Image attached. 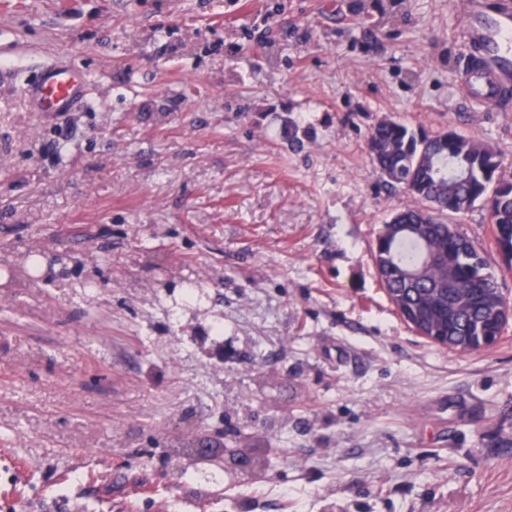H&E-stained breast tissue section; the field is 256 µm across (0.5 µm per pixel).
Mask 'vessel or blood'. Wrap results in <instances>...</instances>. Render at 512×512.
<instances>
[{"instance_id": "b4317fda", "label": "vessel or blood", "mask_w": 512, "mask_h": 512, "mask_svg": "<svg viewBox=\"0 0 512 512\" xmlns=\"http://www.w3.org/2000/svg\"><path fill=\"white\" fill-rule=\"evenodd\" d=\"M466 39L472 50L463 76L466 94L482 100L495 99L512 84V6L502 5L486 13L480 0L467 4ZM82 70L66 61L47 63L25 94L37 111L68 112L85 99Z\"/></svg>"}]
</instances>
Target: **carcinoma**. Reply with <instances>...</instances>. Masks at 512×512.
<instances>
[{"label": "carcinoma", "instance_id": "carcinoma-1", "mask_svg": "<svg viewBox=\"0 0 512 512\" xmlns=\"http://www.w3.org/2000/svg\"><path fill=\"white\" fill-rule=\"evenodd\" d=\"M377 168L414 203L399 210L401 223L418 231L385 228L373 250L390 303L408 325L447 336L467 350L501 334L486 306L500 288L488 258L450 218L476 208L487 212L502 266L512 270V178L491 147L453 128L418 134L385 117L369 132Z\"/></svg>", "mask_w": 512, "mask_h": 512}]
</instances>
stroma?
I'll return each instance as SVG.
<instances>
[{
	"instance_id": "stroma-1",
	"label": "stroma",
	"mask_w": 512,
	"mask_h": 512,
	"mask_svg": "<svg viewBox=\"0 0 512 512\" xmlns=\"http://www.w3.org/2000/svg\"><path fill=\"white\" fill-rule=\"evenodd\" d=\"M466 19L0 0V255H69L59 288L0 266V512H512V321L485 350L431 343L371 256L409 202L368 155L378 120L512 169V97L461 89ZM54 59L88 75L74 111L25 96ZM255 445L262 477L225 466Z\"/></svg>"
}]
</instances>
